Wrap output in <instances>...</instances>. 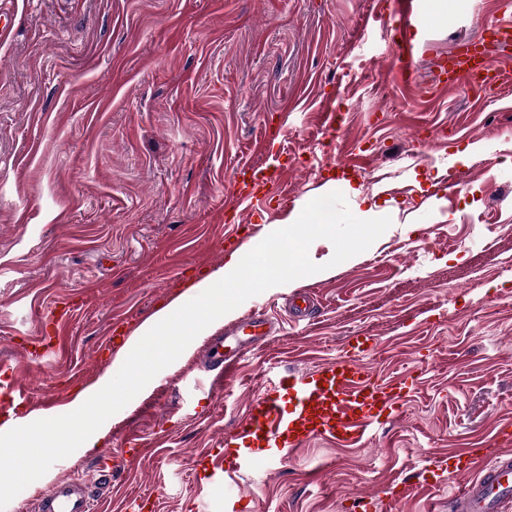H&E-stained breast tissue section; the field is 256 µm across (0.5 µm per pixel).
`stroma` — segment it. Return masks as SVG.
<instances>
[{"instance_id": "35a3bbf8", "label": "stroma", "mask_w": 512, "mask_h": 512, "mask_svg": "<svg viewBox=\"0 0 512 512\" xmlns=\"http://www.w3.org/2000/svg\"><path fill=\"white\" fill-rule=\"evenodd\" d=\"M503 0H414L418 75H388L399 27L392 0H12L0 42V364L18 367L28 401L51 410L50 443L74 394L96 381L113 328L132 331L188 279L224 265L266 227L310 206L333 236L308 242L315 270L295 291L318 304L289 317L293 291L257 294L281 331L223 385L202 368L211 337L177 364H148L120 395L98 448L47 455L6 512H34L65 475L89 484L97 512H234L223 484L197 487L194 461L278 372L344 355L373 336L367 370L420 377L400 414L353 447L308 441L240 479L259 512H423L429 469L468 448L496 453L512 427V81L497 94L431 81L439 54L500 15ZM340 116L325 123L327 109ZM481 150L468 164L454 156ZM353 154L367 155L353 168ZM280 166L266 206L239 201L235 174ZM357 182L386 210L376 240L346 237L354 204L332 180ZM353 260L319 267L342 248ZM143 456L112 477L101 453L125 441ZM413 485L399 497L397 486Z\"/></svg>"}]
</instances>
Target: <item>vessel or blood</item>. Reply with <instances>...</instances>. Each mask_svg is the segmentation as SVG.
Here are the masks:
<instances>
[{"label":"vessel or blood","mask_w":512,"mask_h":512,"mask_svg":"<svg viewBox=\"0 0 512 512\" xmlns=\"http://www.w3.org/2000/svg\"><path fill=\"white\" fill-rule=\"evenodd\" d=\"M395 3L405 34L390 60V70L396 79L410 82L415 77V65L407 32L414 28L416 18L410 0ZM484 29L496 42H511L512 16L491 18ZM438 68L444 73L443 85L451 88L487 87L506 79L485 41L472 37L460 39L448 56L441 58ZM276 179V172L251 168L239 181L237 195L245 201L264 199L272 194ZM248 324L251 334L236 338L232 352H225L220 342L206 348L205 358L221 369L216 382H223L240 358L277 331L275 323L261 312ZM347 343L349 355L312 369L277 374L264 384L247 413L224 435L219 469L225 478L233 480L258 468L271 467L313 438L344 443L361 440L397 414L400 400L414 389L413 375L404 371L385 379L374 376L362 364L363 356L374 348L372 338L355 335ZM463 470L471 472L472 477L451 497L455 512H512L511 452L479 465L469 458L464 464L448 466L452 475ZM36 512H93V504L80 481L68 476L37 504Z\"/></svg>","instance_id":"1"}]
</instances>
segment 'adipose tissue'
I'll return each mask as SVG.
<instances>
[{"label":"adipose tissue","instance_id":"ef3b65f1","mask_svg":"<svg viewBox=\"0 0 512 512\" xmlns=\"http://www.w3.org/2000/svg\"><path fill=\"white\" fill-rule=\"evenodd\" d=\"M292 231L280 226L255 240L250 249L232 251L224 265L198 280L188 281L183 290L139 324L116 352L111 365L92 384L79 391L70 403L73 419L63 440L55 443L57 455H65L71 442L81 447H98L105 435L101 414L113 411L120 386L118 374L138 372L136 357L151 348L158 363L170 365L190 349L189 338L210 331L234 318L253 297V286L270 292L293 287L296 277L306 272L305 261L291 249ZM52 411H32L24 418L0 420V455H19L20 465L11 478L28 479L42 466L44 455L36 450L38 427L53 420Z\"/></svg>","mask_w":512,"mask_h":512}]
</instances>
